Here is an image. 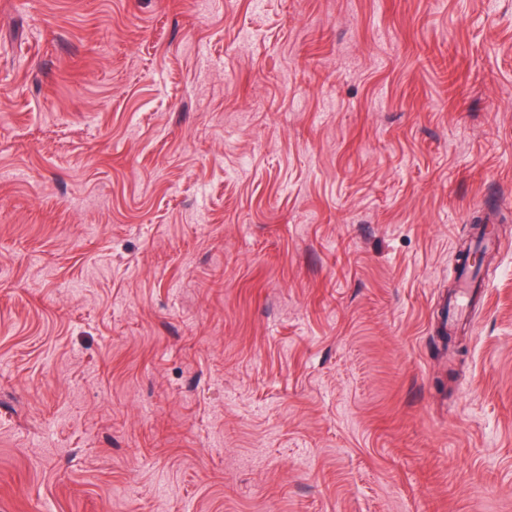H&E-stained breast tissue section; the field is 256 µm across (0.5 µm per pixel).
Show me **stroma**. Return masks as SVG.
Wrapping results in <instances>:
<instances>
[{
    "label": "stroma",
    "mask_w": 512,
    "mask_h": 512,
    "mask_svg": "<svg viewBox=\"0 0 512 512\" xmlns=\"http://www.w3.org/2000/svg\"><path fill=\"white\" fill-rule=\"evenodd\" d=\"M0 512H512V0H0Z\"/></svg>",
    "instance_id": "1"
}]
</instances>
